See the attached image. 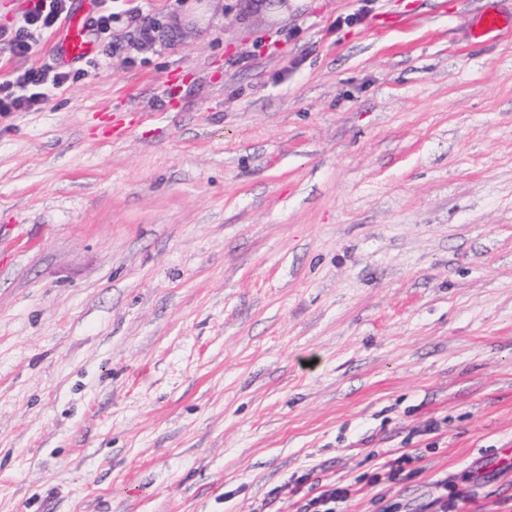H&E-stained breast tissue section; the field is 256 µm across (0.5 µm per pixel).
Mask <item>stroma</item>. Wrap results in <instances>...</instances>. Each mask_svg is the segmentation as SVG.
Masks as SVG:
<instances>
[{"label":"stroma","mask_w":512,"mask_h":512,"mask_svg":"<svg viewBox=\"0 0 512 512\" xmlns=\"http://www.w3.org/2000/svg\"><path fill=\"white\" fill-rule=\"evenodd\" d=\"M122 8L0 115V512H512V0ZM511 26L512 16L503 15L495 11H487L478 17L473 37L475 39H483ZM441 495L433 501L432 505L436 508L433 512H453L456 511L457 502L462 500V492L458 490L456 485L442 481ZM351 485L336 487L326 486L310 496L304 504V511L301 512H335L336 503L345 501L351 494Z\"/></svg>","instance_id":"1"}]
</instances>
